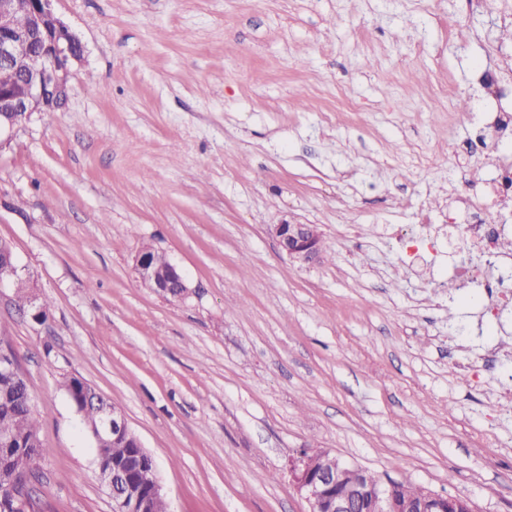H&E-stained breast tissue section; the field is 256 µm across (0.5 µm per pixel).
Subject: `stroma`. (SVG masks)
<instances>
[{
    "mask_svg": "<svg viewBox=\"0 0 512 512\" xmlns=\"http://www.w3.org/2000/svg\"><path fill=\"white\" fill-rule=\"evenodd\" d=\"M83 45L67 107L0 140V286L47 450L35 512H112L62 387L121 408L171 512H309L317 448L381 480L512 512V310L449 293L439 231L480 112L512 113V0H57ZM315 225L299 264L269 232ZM154 245L191 295L134 259ZM151 256L155 266L159 270H166L170 264L166 255L155 250L151 246H145ZM148 254L140 250L136 256V268L142 283L153 292L166 299L184 300L189 295V286L178 271L172 265L171 272L165 276L159 274L154 268V264Z\"/></svg>",
    "mask_w": 512,
    "mask_h": 512,
    "instance_id": "35a3bbf8",
    "label": "stroma"
}]
</instances>
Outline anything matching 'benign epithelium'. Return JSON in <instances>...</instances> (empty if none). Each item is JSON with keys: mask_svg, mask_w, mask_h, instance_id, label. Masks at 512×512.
I'll use <instances>...</instances> for the list:
<instances>
[{"mask_svg": "<svg viewBox=\"0 0 512 512\" xmlns=\"http://www.w3.org/2000/svg\"><path fill=\"white\" fill-rule=\"evenodd\" d=\"M54 0H0V66L17 76L13 85L0 87V135L13 132L35 112H54L68 98L75 62L82 57L79 38L57 16ZM28 24H16L18 16ZM47 59L38 69L29 67L34 50ZM289 259L309 263L319 258V233L310 224L283 222L270 227ZM136 268L142 283L156 294L183 300L189 286L177 268L169 275L157 272L148 254L139 251ZM0 272L14 276L20 269L11 250L0 251ZM0 375L26 381L12 350L0 344ZM95 448L105 445L130 448L131 454L107 460L96 455L97 478L112 499V512H153L166 498L153 456L128 426L115 405H98L97 423L87 428ZM298 491L310 512H451L462 497L432 491L420 497L409 494L396 481L381 482L358 465H349L325 450L301 448L290 459ZM32 471L4 475L0 512H31L29 483Z\"/></svg>", "mask_w": 512, "mask_h": 512, "instance_id": "1", "label": "benign epithelium"}]
</instances>
